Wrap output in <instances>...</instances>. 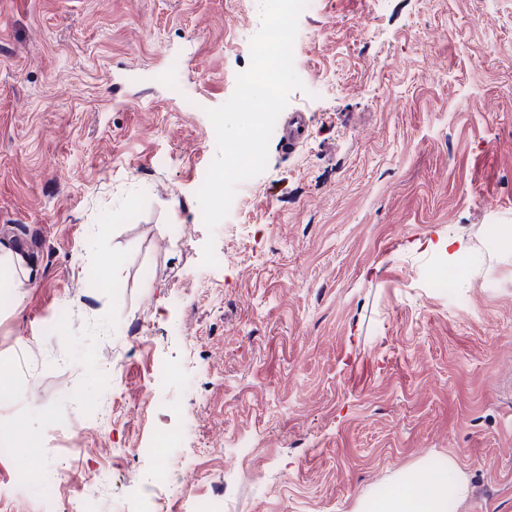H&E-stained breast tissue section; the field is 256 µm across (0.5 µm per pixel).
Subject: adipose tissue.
<instances>
[{
    "label": "adipose tissue",
    "instance_id": "obj_1",
    "mask_svg": "<svg viewBox=\"0 0 512 512\" xmlns=\"http://www.w3.org/2000/svg\"><path fill=\"white\" fill-rule=\"evenodd\" d=\"M39 275L33 262L0 242L1 291L19 293ZM469 492V478L455 460H448L440 471L415 464L397 474L386 488L358 495L352 512H450L466 502Z\"/></svg>",
    "mask_w": 512,
    "mask_h": 512
}]
</instances>
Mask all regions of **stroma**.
Returning a JSON list of instances; mask_svg holds the SVG:
<instances>
[{
    "label": "stroma",
    "instance_id": "obj_1",
    "mask_svg": "<svg viewBox=\"0 0 512 512\" xmlns=\"http://www.w3.org/2000/svg\"><path fill=\"white\" fill-rule=\"evenodd\" d=\"M259 27V0H0V238L42 270L0 297V381L34 392L0 406V487L55 476V512H352L452 458L459 512H512V0H313L286 106L307 138L272 133L210 230L206 111ZM448 235L473 249L457 303L412 246ZM163 433L192 490L157 488ZM308 123L302 112L289 114L282 126L281 141L283 148L293 153L306 140Z\"/></svg>",
    "mask_w": 512,
    "mask_h": 512
}]
</instances>
